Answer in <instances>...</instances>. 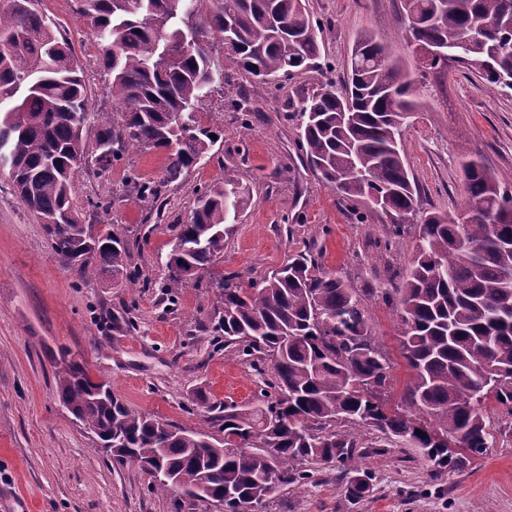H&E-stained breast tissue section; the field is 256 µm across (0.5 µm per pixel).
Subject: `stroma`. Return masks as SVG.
<instances>
[{
	"instance_id": "35a3bbf8",
	"label": "stroma",
	"mask_w": 512,
	"mask_h": 512,
	"mask_svg": "<svg viewBox=\"0 0 512 512\" xmlns=\"http://www.w3.org/2000/svg\"><path fill=\"white\" fill-rule=\"evenodd\" d=\"M306 7L322 24V56L334 70L283 79L254 96L247 119L232 101L251 93V80L231 74L201 110L203 122L221 130V140L210 157L168 188L162 220L147 242L133 247V262L142 276H160L172 245L169 227L188 220L196 190L225 174L237 176L250 198L225 240L221 270L258 280L310 248L325 269L354 287L373 289L370 326L391 362L389 402L399 405L411 371L393 312L377 290L389 278L405 276L414 242L405 239L388 251L377 247L389 228L385 216L344 199L307 164L297 149L299 119L289 105L326 81L342 82L355 37L372 33L419 88L420 107L401 149L420 188V208L451 212L465 198L462 161L481 159L512 188V90L454 62L441 70L418 67L405 38L402 0H306ZM74 8V0L37 4L73 46L89 110L111 111L101 44ZM129 166L143 177L160 178L164 154H133L102 177L80 169L78 204L89 223L107 220L133 239L148 209L125 184ZM100 200L111 202L109 212L92 210ZM213 300L207 288L188 287L171 309L151 289L134 292L106 278L81 281L55 257L42 224L0 172V512H205L204 505L150 491L138 467L113 464L60 404L55 373L64 357L85 361L131 410L201 427L195 392L247 404L261 383L208 333ZM123 311L133 317L135 331L113 329V314ZM360 433L371 476L363 497H346L338 469L322 463L312 482L279 488L261 512H512V434L500 436L464 467L436 476L417 449L384 447L370 427Z\"/></svg>"
}]
</instances>
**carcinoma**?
Listing matches in <instances>:
<instances>
[{
  "mask_svg": "<svg viewBox=\"0 0 512 512\" xmlns=\"http://www.w3.org/2000/svg\"><path fill=\"white\" fill-rule=\"evenodd\" d=\"M404 10L421 43L463 46L455 62L512 89V0H404ZM75 13L103 42L112 94V111L96 113L90 152L88 97L71 43L35 0L0 8V35L10 37L0 41V153L21 202L41 220L56 258L86 281L105 275L157 288L169 302L190 282H205L215 294L211 336L264 377L251 404L198 397L217 437L132 411L85 362L69 360L56 374L60 402L113 462L137 465L158 492L250 512L278 488L307 482L313 462L337 465L349 496L368 490L358 427L375 428L391 447L419 449L436 473L512 432L491 428L483 413L491 398L512 417V189L468 159L464 210L475 214L462 223L439 211L418 217L400 153L417 88L384 44L359 33L342 88L329 81L294 111L298 150L323 182L386 215L385 249L415 240L406 275L381 291L412 375L406 406L396 408L386 398L390 360L370 330V289L325 269L312 249L258 282L245 285L234 273L203 279L224 258L229 220L246 204L239 179L197 190L190 220L172 225L183 250H171L158 279L132 265L123 235L82 223L75 209V159L105 172L131 152L163 149L162 178L126 176L129 192L160 215L167 188L221 139L201 123L176 125L177 114L198 111L228 70L250 74L257 92L320 70L319 21L303 0H75ZM226 35L216 58L210 39ZM168 46L178 51L170 61ZM412 406L429 420L415 421ZM448 438L468 455L453 456Z\"/></svg>",
  "mask_w": 512,
  "mask_h": 512,
  "instance_id": "carcinoma-1",
  "label": "carcinoma"
}]
</instances>
